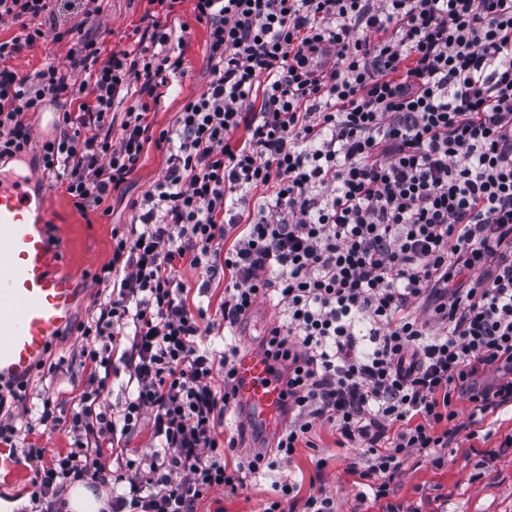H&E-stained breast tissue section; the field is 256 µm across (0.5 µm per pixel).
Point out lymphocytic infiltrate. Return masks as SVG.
I'll return each mask as SVG.
<instances>
[{"label": "lymphocytic infiltrate", "mask_w": 512, "mask_h": 512, "mask_svg": "<svg viewBox=\"0 0 512 512\" xmlns=\"http://www.w3.org/2000/svg\"><path fill=\"white\" fill-rule=\"evenodd\" d=\"M209 27L213 78L170 128L149 114L181 65L159 19L133 50H107L81 26L66 69L21 75L14 59L42 39L50 0H0V163L34 153L73 206L101 209L146 142L166 172L113 234L92 276L94 311L78 330L86 374L64 426L66 454L22 448L39 512H67L66 483L111 485L108 512H200L214 493L273 476L263 512H336L323 488L283 474L317 452L326 426L379 512L414 456L443 464L471 405L470 438L512 406V0H195ZM137 100L116 119L120 94ZM63 106L54 138L28 115ZM256 200H249V193ZM225 285L215 311L191 303ZM284 307L260 348L282 387L274 445L239 455L221 441L239 405L233 332L259 298ZM128 376L112 405V371ZM499 373L492 387L481 373ZM149 421L152 450L129 442Z\"/></svg>", "instance_id": "lymphocytic-infiltrate-1"}]
</instances>
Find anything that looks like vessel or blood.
Instances as JSON below:
<instances>
[{
    "mask_svg": "<svg viewBox=\"0 0 512 512\" xmlns=\"http://www.w3.org/2000/svg\"><path fill=\"white\" fill-rule=\"evenodd\" d=\"M26 181L0 185V384L28 382L53 342L72 322L79 293L74 278L53 272L56 250L47 218L32 206ZM240 402L252 409L254 425L278 407L281 388L264 356L237 363Z\"/></svg>",
    "mask_w": 512,
    "mask_h": 512,
    "instance_id": "b4317fda",
    "label": "vessel or blood"
}]
</instances>
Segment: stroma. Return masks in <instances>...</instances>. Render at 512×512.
<instances>
[{"label": "stroma", "mask_w": 512, "mask_h": 512, "mask_svg": "<svg viewBox=\"0 0 512 512\" xmlns=\"http://www.w3.org/2000/svg\"><path fill=\"white\" fill-rule=\"evenodd\" d=\"M52 8L57 24H83L90 35L104 47L125 50L134 45L133 30L149 10L148 0H104L101 11L85 16L83 0H54ZM168 23L173 37L179 38L183 75H172L165 96L151 119L154 131L168 128L185 100L201 93L212 75L207 66V27L198 22L193 0H178ZM71 44L45 36L29 52L14 60V67L31 74L46 63L66 65ZM166 152L155 143H147L137 168L118 191L113 192L111 214L88 215L78 212L71 200L55 185L53 178L34 172L31 158L24 157L0 166V176L22 178L35 175V196L40 197L47 213L48 225L57 242L60 256L58 269L76 278L83 294L76 306L73 321L52 349L53 356H70L80 346L77 326L87 320L93 306L96 287L92 273L107 263L112 255V231L131 220L130 204L140 198L165 173ZM83 374L79 366L60 370L55 375L34 376L26 391V410L22 421L35 425V438L48 455L67 452L71 439L63 428L39 424L44 398L68 399L74 384ZM498 434L489 439H459L444 465H434L429 458L412 457L402 475L392 484V501L411 504L419 512H512V447L500 445L501 434L512 431V411L502 410L496 417ZM317 443L327 465L316 471L312 452L299 449L290 470L293 474L323 480L327 493L335 498L337 512H367L361 501L362 485L356 483L347 468L354 454L337 447L329 428L317 432ZM33 473L30 468L10 460L0 461V512H31L24 501L31 493Z\"/></svg>", "instance_id": "35a3bbf8"}]
</instances>
